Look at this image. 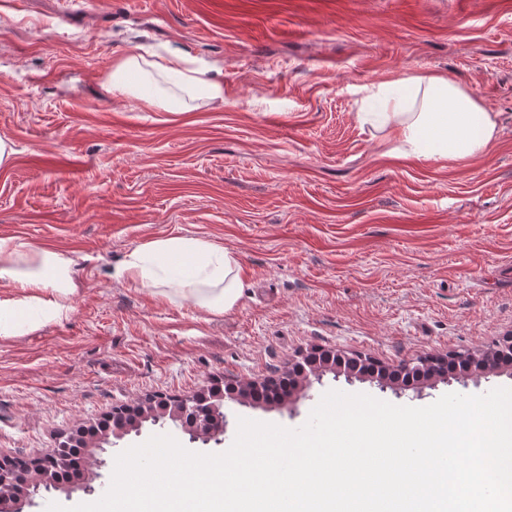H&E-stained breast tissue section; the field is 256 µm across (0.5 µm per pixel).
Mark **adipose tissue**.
I'll return each instance as SVG.
<instances>
[{"label": "adipose tissue", "instance_id": "obj_1", "mask_svg": "<svg viewBox=\"0 0 512 512\" xmlns=\"http://www.w3.org/2000/svg\"><path fill=\"white\" fill-rule=\"evenodd\" d=\"M109 91L132 95L146 106L185 112L198 99L220 101L223 82L208 66L190 67L172 54L148 59L130 54L113 67ZM380 109L359 113L361 123L391 129L406 157L463 161L495 141L498 122L467 89L438 75H408L379 84ZM138 288H167L192 296L213 315L232 310L242 294L240 264L224 247L186 237L138 246L120 269ZM79 286L64 253L29 242L0 240V337L39 328L66 316Z\"/></svg>", "mask_w": 512, "mask_h": 512}]
</instances>
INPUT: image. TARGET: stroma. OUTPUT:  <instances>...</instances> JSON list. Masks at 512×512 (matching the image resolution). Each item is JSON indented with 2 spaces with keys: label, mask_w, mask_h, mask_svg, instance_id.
<instances>
[{
  "label": "stroma",
  "mask_w": 512,
  "mask_h": 512,
  "mask_svg": "<svg viewBox=\"0 0 512 512\" xmlns=\"http://www.w3.org/2000/svg\"><path fill=\"white\" fill-rule=\"evenodd\" d=\"M173 51L215 66L223 100L167 112L108 91L118 57ZM411 74L496 112L492 146L434 162L360 126L366 87ZM0 137V238L63 252L80 284L67 317L0 338V456L154 396L280 378L316 348L396 369L512 334V0H0ZM173 236L237 255L232 311L119 277ZM496 387L512 365L400 393L329 373L282 403L225 401L217 442L144 424L92 484L154 435L217 454L242 417L300 427L332 389L422 407Z\"/></svg>",
  "instance_id": "stroma-1"
}]
</instances>
